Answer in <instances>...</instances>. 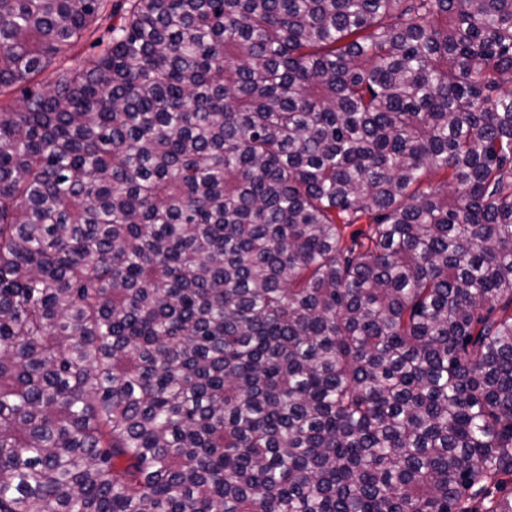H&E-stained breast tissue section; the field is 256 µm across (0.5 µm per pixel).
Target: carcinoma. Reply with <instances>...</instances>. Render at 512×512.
Listing matches in <instances>:
<instances>
[{
  "instance_id": "1",
  "label": "carcinoma",
  "mask_w": 512,
  "mask_h": 512,
  "mask_svg": "<svg viewBox=\"0 0 512 512\" xmlns=\"http://www.w3.org/2000/svg\"><path fill=\"white\" fill-rule=\"evenodd\" d=\"M507 83L512 0H0V512H512Z\"/></svg>"
}]
</instances>
